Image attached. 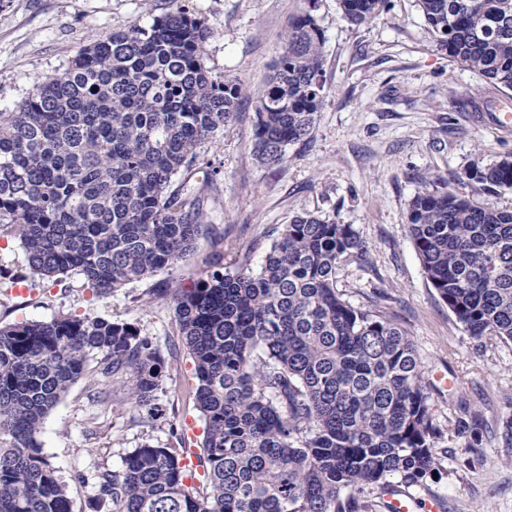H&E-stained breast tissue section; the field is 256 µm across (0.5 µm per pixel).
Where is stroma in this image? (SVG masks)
<instances>
[{
  "label": "stroma",
  "instance_id": "obj_1",
  "mask_svg": "<svg viewBox=\"0 0 512 512\" xmlns=\"http://www.w3.org/2000/svg\"><path fill=\"white\" fill-rule=\"evenodd\" d=\"M211 36L204 63L212 75L247 88L234 121L202 145L200 161L218 171L203 193V228L194 251L155 275L103 297L82 275L50 283L33 274L16 238L0 236V325L92 315L132 324L153 337L166 361L157 417L128 398L132 374L113 378L103 401L88 374L47 417L44 452L67 482L76 512H92L91 478L120 469L143 443L199 448L204 423L185 399L193 365L183 348L171 298L160 288L192 287L216 254L225 264L258 267L276 227L310 213L351 224L370 267H341L336 286L356 306L373 307L403 326L425 367L435 422L436 477L418 492L414 512L437 500L443 512H512V341L477 339L429 284L408 233L411 198L433 183L474 202L512 208V191L472 179L512 154V136L490 115L512 97L484 93V78L440 51L417 0H388L372 22L356 26L339 0H0V112H12L77 52L130 25H150L175 8ZM311 12L325 35L324 100L306 141L279 165L262 166L251 147L253 91L266 81L290 21ZM470 422L458 433V420Z\"/></svg>",
  "mask_w": 512,
  "mask_h": 512
}]
</instances>
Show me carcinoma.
I'll use <instances>...</instances> for the list:
<instances>
[{"instance_id":"1","label":"carcinoma","mask_w":512,"mask_h":512,"mask_svg":"<svg viewBox=\"0 0 512 512\" xmlns=\"http://www.w3.org/2000/svg\"><path fill=\"white\" fill-rule=\"evenodd\" d=\"M437 46L512 90V0H418ZM386 0H340L354 25ZM210 32L177 9L81 49L15 112H0V234L20 241L30 270L77 271L95 296L188 256L201 194L171 192L197 149L231 124L243 85L203 63ZM325 36L308 12L290 23L256 93L253 152L288 159L323 103ZM512 191V156L475 171ZM408 231L423 272L476 338L512 341V210L435 186L417 193ZM351 224L304 214L277 230L259 269L223 257L172 299L194 365L189 401L204 421L199 485L184 449L144 443L95 477L94 512H370L371 498L418 487L438 470L440 432L408 332L343 299L337 271L366 260ZM96 361L98 387L129 372V397L152 410L165 361L127 323L64 316L0 326V512H74L44 453L43 424Z\"/></svg>"}]
</instances>
